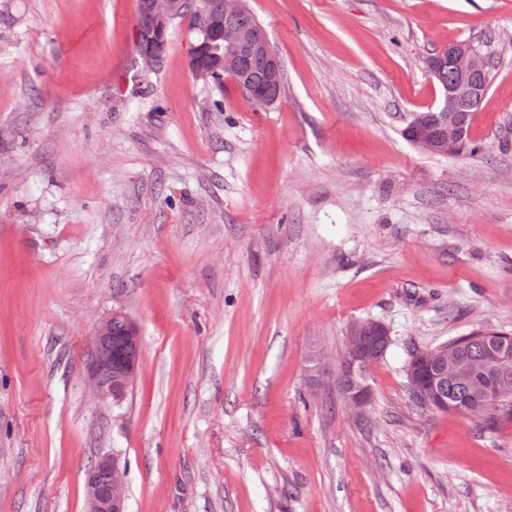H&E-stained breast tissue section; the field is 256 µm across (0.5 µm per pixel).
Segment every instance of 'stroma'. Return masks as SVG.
<instances>
[{
	"label": "stroma",
	"mask_w": 512,
	"mask_h": 512,
	"mask_svg": "<svg viewBox=\"0 0 512 512\" xmlns=\"http://www.w3.org/2000/svg\"><path fill=\"white\" fill-rule=\"evenodd\" d=\"M283 70L270 105L196 81L190 17L160 68L138 0H0V512H85L101 454L126 512H512V409L417 406L405 366L512 331V0H248ZM489 90L433 155L432 53ZM141 334L121 405L86 381L114 311ZM378 321L372 400L337 384ZM446 60L448 66L442 73V82L448 85L441 87V98L435 107H431L428 112H420L429 118L441 112V119L439 123H431L419 113L415 114L410 122L412 144L431 154L461 153L466 144V131L457 118L459 112L467 130L465 151L474 153L477 148L470 147L468 130L475 110L466 111L480 105L488 91V62L473 45L458 42L440 49L435 57L429 58L427 68L435 76L440 64ZM448 68L452 73L450 81ZM371 340L384 343L386 348L373 350L370 345ZM390 342L388 330L380 322H355L349 328L350 350L346 340V351L350 354L345 362L339 383L341 385L344 383L348 406L356 413L363 412L371 402V391L356 380L357 374L372 361L381 358V355L387 351Z\"/></svg>",
	"instance_id": "35a3bbf8"
}]
</instances>
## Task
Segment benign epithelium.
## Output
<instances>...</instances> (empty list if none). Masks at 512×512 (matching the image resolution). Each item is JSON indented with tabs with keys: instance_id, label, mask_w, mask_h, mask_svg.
I'll list each match as a JSON object with an SVG mask.
<instances>
[{
	"instance_id": "benign-epithelium-1",
	"label": "benign epithelium",
	"mask_w": 512,
	"mask_h": 512,
	"mask_svg": "<svg viewBox=\"0 0 512 512\" xmlns=\"http://www.w3.org/2000/svg\"><path fill=\"white\" fill-rule=\"evenodd\" d=\"M189 9L195 12L197 27L189 60L194 79L217 84L226 74H238L241 58L249 55L266 71L267 84L261 90L240 85L243 98L248 102H276L281 65L269 48L265 31L240 28L233 22L247 10L246 0H143L135 23V49L143 66L152 69L158 65L173 19ZM444 61L448 62L452 79L442 87L438 104L430 108L441 113V119L432 123L420 114L414 115L410 122L412 144L431 154L456 155L466 144V131L457 113L473 110L482 102L489 87L488 65L486 57L468 42L440 49L427 60V68L435 75ZM118 321L124 323L126 339L114 346L112 336ZM373 340L390 345L388 330L382 323L361 321L350 326V354L339 383L345 386L348 406L356 413L371 402V391L356 380L357 374L383 354L371 348ZM140 357L137 326L125 313L114 312L92 336L87 381L93 396L100 401L120 402L134 383ZM406 378L407 386L437 410H448L445 389L450 380L464 383L478 398L494 401V389L485 373L475 364L461 361L451 346L412 351ZM85 495L86 512H126L124 474L115 458L104 455L87 471Z\"/></svg>"
}]
</instances>
